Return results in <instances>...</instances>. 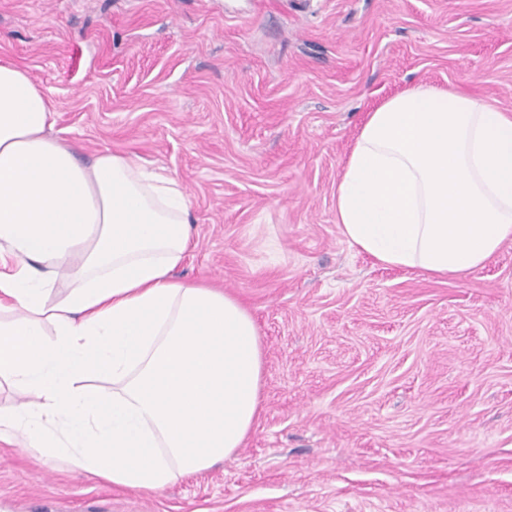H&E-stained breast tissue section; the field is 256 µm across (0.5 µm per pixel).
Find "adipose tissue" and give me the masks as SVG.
Wrapping results in <instances>:
<instances>
[{
    "label": "adipose tissue",
    "instance_id": "adipose-tissue-1",
    "mask_svg": "<svg viewBox=\"0 0 512 512\" xmlns=\"http://www.w3.org/2000/svg\"><path fill=\"white\" fill-rule=\"evenodd\" d=\"M52 102L0 59V441L130 490L234 457L263 412L264 348L243 301L175 277L191 201L130 154L84 160ZM342 235L436 278L512 241V115L462 90L408 88L368 112L336 186ZM70 288L52 293L58 279Z\"/></svg>",
    "mask_w": 512,
    "mask_h": 512
}]
</instances>
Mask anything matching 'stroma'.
I'll return each instance as SVG.
<instances>
[{
  "instance_id": "1",
  "label": "stroma",
  "mask_w": 512,
  "mask_h": 512,
  "mask_svg": "<svg viewBox=\"0 0 512 512\" xmlns=\"http://www.w3.org/2000/svg\"><path fill=\"white\" fill-rule=\"evenodd\" d=\"M0 58L56 136L190 194L175 275L237 295L264 410L237 455L155 491L0 442V512H512V242L461 277L350 244L362 121L421 83L512 112V0H0Z\"/></svg>"
}]
</instances>
